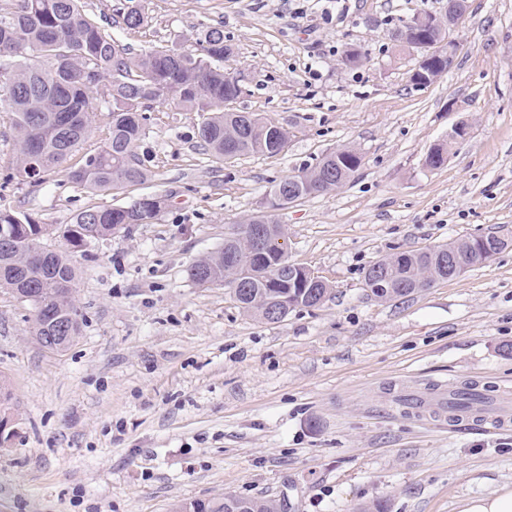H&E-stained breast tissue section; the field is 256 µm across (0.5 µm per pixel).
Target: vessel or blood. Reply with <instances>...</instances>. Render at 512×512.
I'll return each instance as SVG.
<instances>
[{
  "instance_id": "b4317fda",
  "label": "vessel or blood",
  "mask_w": 512,
  "mask_h": 512,
  "mask_svg": "<svg viewBox=\"0 0 512 512\" xmlns=\"http://www.w3.org/2000/svg\"><path fill=\"white\" fill-rule=\"evenodd\" d=\"M393 392L405 401L408 411L419 417L435 418L455 427L469 420L489 421L496 427H512V409L487 412L476 408L459 409L448 406L438 391L395 383Z\"/></svg>"
}]
</instances>
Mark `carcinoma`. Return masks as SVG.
I'll return each instance as SVG.
<instances>
[{"label":"carcinoma","mask_w":512,"mask_h":512,"mask_svg":"<svg viewBox=\"0 0 512 512\" xmlns=\"http://www.w3.org/2000/svg\"><path fill=\"white\" fill-rule=\"evenodd\" d=\"M128 2L119 24L137 29L145 17L133 0ZM447 38V32L431 25L419 32L405 25L394 34L395 41L416 50L433 49ZM228 52L223 31L212 28L200 40L198 54L171 49L134 54L119 46L79 0H12L11 6L0 7V90L12 114L15 154L8 180L39 187L86 143L100 86L88 81L92 74L109 85V129L102 144L87 152L80 165L65 169L73 184L91 190L122 189L147 180L148 170L135 153L145 135L143 112L169 98L185 112L201 113L198 138L222 161L227 152L234 160L282 153L288 145V130L280 126L273 132L271 124L257 117L246 125L241 113L230 108L240 89L220 66ZM361 163V155L350 148L325 155L298 175L299 184L311 188L302 198L329 192V182L345 185ZM154 220L132 202L121 208H87L54 230L65 245L57 251L43 245L44 225L30 214L0 208V238L11 239L10 249L0 251V288L18 287L25 294L34 316L33 336L43 347L63 351L71 345L45 330L52 318L65 323L69 335L80 334L83 313L75 299L72 253ZM435 252L434 248L403 252L373 262L364 271L366 287L375 298L387 301L410 295L419 282L431 285L447 279L448 267L432 260ZM286 262L288 257L272 248L261 264L237 241L226 238L223 246L193 267L202 268L233 292L238 284L251 283L249 296L241 300L242 309L264 320L271 305L291 312L316 307L329 294L327 288L312 289L304 278L282 273ZM240 506L244 512H275L281 504L226 494L177 503L172 512H237Z\"/></svg>","instance_id":"1"}]
</instances>
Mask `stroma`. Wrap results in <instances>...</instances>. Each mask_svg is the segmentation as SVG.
<instances>
[{"mask_svg":"<svg viewBox=\"0 0 512 512\" xmlns=\"http://www.w3.org/2000/svg\"><path fill=\"white\" fill-rule=\"evenodd\" d=\"M145 23L109 26L135 52H195L224 32L236 106L285 127L284 152L213 158L198 113L146 111L136 154L147 182L90 191L63 171L5 181L11 116L0 109V204L48 227L142 195L150 224L72 256L84 314L65 350L42 347L30 307L0 288V379L16 435L0 447V512H170L235 494L288 512H462L512 489V429L448 430L407 413L391 382L512 387V247L461 277L381 301L364 284L380 258L461 236H512V0H468L451 67L411 76L419 52L397 28L448 0H138ZM362 54L359 65L343 53ZM465 138L452 139L459 122ZM447 144L438 168L429 152ZM351 147L340 189L276 210L288 258L331 294L283 320L255 319L229 288L188 270L263 207L280 180Z\"/></svg>","mask_w":512,"mask_h":512,"instance_id":"1","label":"stroma"}]
</instances>
